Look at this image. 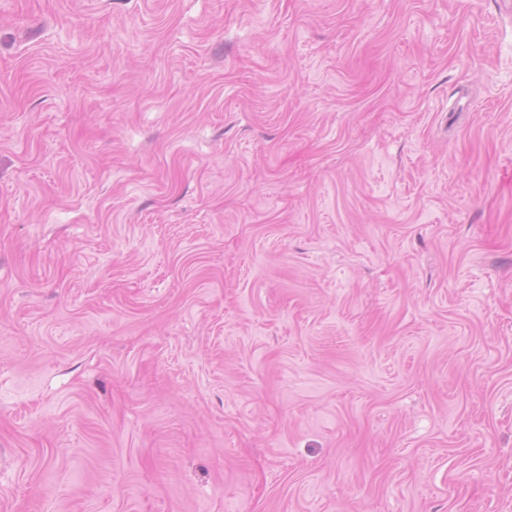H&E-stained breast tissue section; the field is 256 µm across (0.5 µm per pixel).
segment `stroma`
<instances>
[{
  "label": "stroma",
  "instance_id": "1",
  "mask_svg": "<svg viewBox=\"0 0 512 512\" xmlns=\"http://www.w3.org/2000/svg\"><path fill=\"white\" fill-rule=\"evenodd\" d=\"M0 512H512V10L0 0Z\"/></svg>",
  "mask_w": 512,
  "mask_h": 512
}]
</instances>
